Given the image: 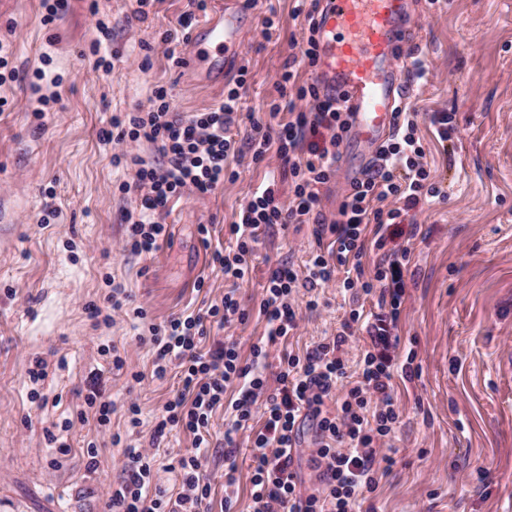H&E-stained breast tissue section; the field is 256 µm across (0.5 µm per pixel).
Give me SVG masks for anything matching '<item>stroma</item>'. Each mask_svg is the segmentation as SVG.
Returning <instances> with one entry per match:
<instances>
[{"label": "stroma", "instance_id": "obj_1", "mask_svg": "<svg viewBox=\"0 0 512 512\" xmlns=\"http://www.w3.org/2000/svg\"><path fill=\"white\" fill-rule=\"evenodd\" d=\"M295 0H258L243 44L248 86L233 132L245 141L252 119H263L289 56L305 37ZM189 0H150L146 16L136 0H70L62 18L43 24L40 0H0V35L12 42L18 78L0 86L14 109L0 112V512H103L106 492L123 473L114 434L126 431L122 410L136 400L143 424L132 442L155 447L157 480L176 489L167 466L191 448L192 435L170 431L152 441L163 406L179 386L176 373L157 379L152 357L139 345L131 319L89 318L113 282L161 323L228 287L209 264L227 247L224 227L253 189L276 177L291 194L276 152L256 163L243 152L236 180L206 195L173 200L163 222L169 237L147 255L121 251L137 197L121 191L131 169L112 159L101 132L112 117L147 108L153 85H165L172 111L206 112L223 87L197 84L186 66L168 60L161 35L178 30ZM273 28H266V19ZM413 25L431 63L427 82H409L407 106L418 114L426 162L440 189L423 210L369 245L366 275L383 252L408 250L406 300L390 356L412 361L396 374L400 422L391 438L394 464L369 494L374 512H512V0H417ZM452 112L453 141L438 142L430 115ZM208 225L201 241L198 225ZM315 244L313 227H271L237 294L248 313L213 330L238 342L242 358L265 334L259 313L269 268L301 266ZM203 291H196L197 281ZM324 305L303 312L287 347L305 351L335 335L354 303L339 282L320 289ZM127 360L112 368L113 353ZM47 375L31 384L35 361ZM141 372V382L128 373ZM117 406L99 425L86 403L93 375ZM69 422L72 448L58 455L48 429ZM226 416L217 412L207 459L211 512L224 505ZM96 443V465L83 450Z\"/></svg>", "mask_w": 512, "mask_h": 512}]
</instances>
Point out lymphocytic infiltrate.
Listing matches in <instances>:
<instances>
[{
	"instance_id": "1",
	"label": "lymphocytic infiltrate",
	"mask_w": 512,
	"mask_h": 512,
	"mask_svg": "<svg viewBox=\"0 0 512 512\" xmlns=\"http://www.w3.org/2000/svg\"><path fill=\"white\" fill-rule=\"evenodd\" d=\"M247 69H240L233 84L224 88V100L216 108L189 117L170 109L165 87H156L148 108L113 116L105 140L118 145V159L134 170L126 192L138 193L139 210L126 228L123 250L149 254L168 228L161 217L172 198L185 190L212 192L221 183L235 179L231 160L238 153L229 131L247 84ZM278 99L268 108L267 121L251 124L249 147L254 161L276 150L292 182V199L283 201L276 179L257 187L236 219L227 227L231 246L214 250L211 264L225 279L245 281L265 230L274 224L313 225L316 247L299 269L270 268L260 309L266 318V336L251 346V357L242 360L237 342L201 344L212 326L244 321L246 312L235 291L225 292L221 302L189 314L171 316L160 324L149 323L141 344L153 354V374L165 378L169 368L180 370V390L164 405L154 434L171 429L192 434L190 450L176 454L169 469L180 481L177 494L153 479L154 457L147 449L123 443V480L112 484L106 512H207L210 486L205 480L206 450L213 414L227 407L232 419L224 431V477L226 487L236 483L235 435L262 408L263 424L252 441L253 474L250 494L253 512H359L366 494L379 483L378 458L387 447L400 415L392 396L393 371L379 346L386 340L378 330L366 349L363 368L352 386H344L347 350L354 340L353 326L363 318L350 310L336 335L324 338L304 354L279 356L274 378H267V358L273 346L284 343L300 326L299 305L318 308L316 291L335 278L345 290L387 298L384 317L396 323L405 300L403 268L407 250L385 255L373 276H366L362 258L367 227L399 224L404 214L437 197L431 172L423 162L424 149L418 135L416 113L399 109L391 136L377 159L352 182L335 216L321 208L318 185L336 175L340 148L349 132V114L338 94L324 92L318 84L297 81L293 62H286L277 82ZM289 112L288 122H279L280 112ZM146 142L162 158L147 162L124 150L127 142ZM395 206L383 209L386 200ZM335 409H327V400ZM316 425V442L309 452L298 444L301 420ZM320 471V487L301 493L295 463L300 457Z\"/></svg>"
}]
</instances>
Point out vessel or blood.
Here are the masks:
<instances>
[{
	"mask_svg": "<svg viewBox=\"0 0 512 512\" xmlns=\"http://www.w3.org/2000/svg\"><path fill=\"white\" fill-rule=\"evenodd\" d=\"M412 0H326L319 18L317 79L341 93L351 114L348 139L373 161L394 129L405 96L403 55L416 44ZM244 0H223L191 35L189 63L214 82L242 60Z\"/></svg>",
	"mask_w": 512,
	"mask_h": 512,
	"instance_id": "1",
	"label": "vessel or blood"
}]
</instances>
